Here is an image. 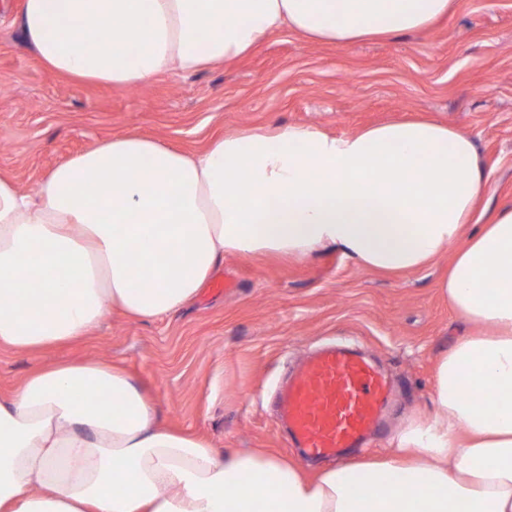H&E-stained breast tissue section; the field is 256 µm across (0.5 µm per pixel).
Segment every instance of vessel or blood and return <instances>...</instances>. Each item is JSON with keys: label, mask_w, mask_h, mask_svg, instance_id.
Instances as JSON below:
<instances>
[{"label": "vessel or blood", "mask_w": 512, "mask_h": 512, "mask_svg": "<svg viewBox=\"0 0 512 512\" xmlns=\"http://www.w3.org/2000/svg\"><path fill=\"white\" fill-rule=\"evenodd\" d=\"M385 401L374 366L332 346L308 359L280 392L278 417L306 454L340 457L371 437Z\"/></svg>", "instance_id": "vessel-or-blood-1"}]
</instances>
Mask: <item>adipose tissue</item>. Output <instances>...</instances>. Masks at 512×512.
Returning <instances> with one entry per match:
<instances>
[{
  "mask_svg": "<svg viewBox=\"0 0 512 512\" xmlns=\"http://www.w3.org/2000/svg\"><path fill=\"white\" fill-rule=\"evenodd\" d=\"M452 3L24 0L18 24L42 68L129 89L239 58L284 28L335 44L423 31ZM486 188L472 136L428 120L344 136L248 128L197 153L131 132L57 165L33 193L0 177L1 347L63 345L111 307L175 313L228 255L325 249L384 272L451 253L439 287L478 328L440 353L433 414L389 454L312 475L163 425L117 365L38 369L0 396V512H512V204L478 214ZM469 224L479 230L462 238Z\"/></svg>",
  "mask_w": 512,
  "mask_h": 512,
  "instance_id": "obj_1",
  "label": "adipose tissue"
}]
</instances>
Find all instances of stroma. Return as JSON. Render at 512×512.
I'll use <instances>...</instances> for the list:
<instances>
[{"mask_svg": "<svg viewBox=\"0 0 512 512\" xmlns=\"http://www.w3.org/2000/svg\"><path fill=\"white\" fill-rule=\"evenodd\" d=\"M0 0V176L32 192L57 164L135 131L187 152L247 127L318 126L342 136L397 119L470 133L491 188L512 203V0H454L430 29L343 45L283 30L244 56L132 89L78 82L36 65L17 18ZM452 259L385 275L340 251L295 259L228 256L179 312L136 321L107 311L89 336L28 352L0 349V394L63 359L121 364L162 420L216 451L264 448L309 472L323 459L294 448L275 419L277 390L296 366L336 342L377 363L394 388L387 436L350 456L389 452L398 433L433 411L438 355L473 325L439 288Z\"/></svg>", "mask_w": 512, "mask_h": 512, "instance_id": "1", "label": "stroma"}]
</instances>
